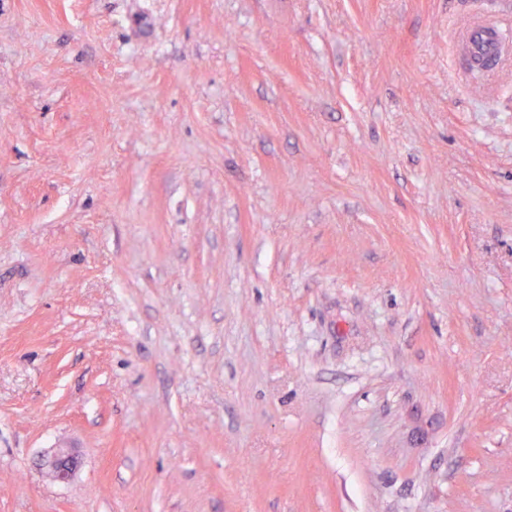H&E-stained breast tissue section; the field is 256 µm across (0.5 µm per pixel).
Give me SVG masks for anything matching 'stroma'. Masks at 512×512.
I'll return each instance as SVG.
<instances>
[{
    "label": "stroma",
    "mask_w": 512,
    "mask_h": 512,
    "mask_svg": "<svg viewBox=\"0 0 512 512\" xmlns=\"http://www.w3.org/2000/svg\"><path fill=\"white\" fill-rule=\"evenodd\" d=\"M477 7L0 0V512H512ZM56 481H69L78 467V457L67 449L60 448L47 462Z\"/></svg>",
    "instance_id": "obj_1"
}]
</instances>
